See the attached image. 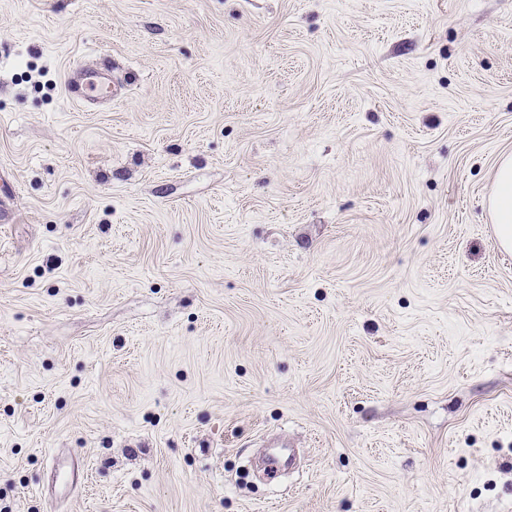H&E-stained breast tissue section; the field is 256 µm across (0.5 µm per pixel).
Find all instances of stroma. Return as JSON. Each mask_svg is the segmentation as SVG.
<instances>
[{
  "mask_svg": "<svg viewBox=\"0 0 512 512\" xmlns=\"http://www.w3.org/2000/svg\"><path fill=\"white\" fill-rule=\"evenodd\" d=\"M510 152L512 0H0V512H512ZM66 92L72 101L87 106L98 99L116 100L121 94V87H112V80L98 69L80 68L67 77ZM487 207L499 246L512 250V154L502 155L497 163Z\"/></svg>",
  "mask_w": 512,
  "mask_h": 512,
  "instance_id": "1",
  "label": "stroma"
}]
</instances>
